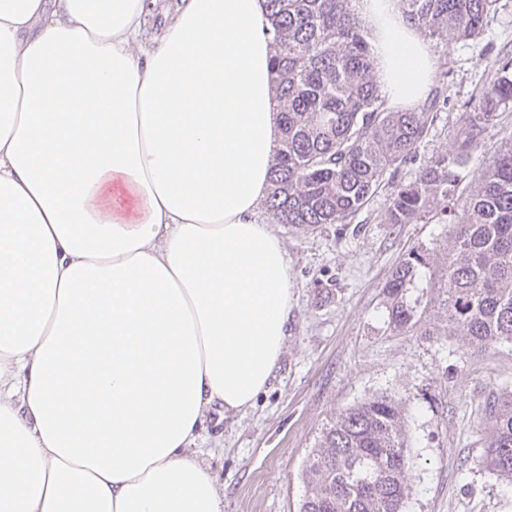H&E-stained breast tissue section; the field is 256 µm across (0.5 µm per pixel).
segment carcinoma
<instances>
[{
  "instance_id": "obj_1",
  "label": "carcinoma",
  "mask_w": 512,
  "mask_h": 512,
  "mask_svg": "<svg viewBox=\"0 0 512 512\" xmlns=\"http://www.w3.org/2000/svg\"><path fill=\"white\" fill-rule=\"evenodd\" d=\"M358 0H267L281 143L270 173L267 211L279 224H344L364 208L391 169L416 158L439 110L435 90L422 112L392 111L378 84L372 29ZM407 23L440 41L474 40L497 19V0H399ZM495 77L466 113L453 155L428 160L397 186L387 222L412 224L434 214L455 224L441 263L438 307L448 333L477 348L512 343V144L498 149L465 198L461 167L482 146V132L512 104V60L491 61ZM423 263L416 254L385 290L388 325L432 336L426 311L406 300ZM404 402L381 394L335 416L308 455L299 512H404L411 495L412 446ZM483 467L512 491V391L488 403Z\"/></svg>"
}]
</instances>
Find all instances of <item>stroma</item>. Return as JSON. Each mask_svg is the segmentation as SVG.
Returning <instances> with one entry per match:
<instances>
[{"label": "stroma", "mask_w": 512, "mask_h": 512, "mask_svg": "<svg viewBox=\"0 0 512 512\" xmlns=\"http://www.w3.org/2000/svg\"><path fill=\"white\" fill-rule=\"evenodd\" d=\"M480 38L429 40L447 106L435 112L415 161L394 185L414 180L431 157L452 154L470 102L493 76L494 57L512 60V0H498ZM512 136V105L482 134L461 167L463 184L488 166ZM387 189L348 224H272L290 262L293 308L279 367L254 406L210 425L200 443L224 512H299L301 471L330 418L377 394L404 403L413 450L405 512H512V494L481 468L488 395L512 389V344L476 351L460 336L425 338L391 331L385 285L411 252L424 256L407 298L424 308L448 251L451 225L390 224Z\"/></svg>", "instance_id": "stroma-1"}]
</instances>
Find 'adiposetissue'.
<instances>
[{
    "instance_id": "1",
    "label": "adipose tissue",
    "mask_w": 512,
    "mask_h": 512,
    "mask_svg": "<svg viewBox=\"0 0 512 512\" xmlns=\"http://www.w3.org/2000/svg\"><path fill=\"white\" fill-rule=\"evenodd\" d=\"M0 0V512H224L198 446L281 358L265 0ZM387 103L434 60L362 0Z\"/></svg>"
}]
</instances>
